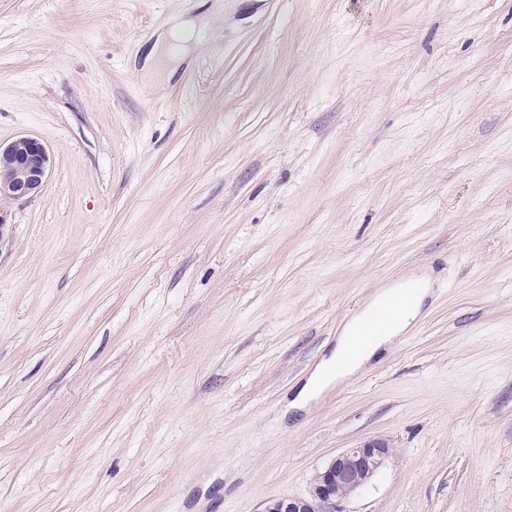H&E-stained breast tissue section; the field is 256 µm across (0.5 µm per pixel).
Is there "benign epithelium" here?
<instances>
[{
  "instance_id": "benign-epithelium-1",
  "label": "benign epithelium",
  "mask_w": 512,
  "mask_h": 512,
  "mask_svg": "<svg viewBox=\"0 0 512 512\" xmlns=\"http://www.w3.org/2000/svg\"><path fill=\"white\" fill-rule=\"evenodd\" d=\"M52 169V158L39 140L21 136L0 146V198L20 200L38 194ZM391 449L371 439L338 454L315 476L309 495L269 503L264 512H336L337 503L367 485Z\"/></svg>"
}]
</instances>
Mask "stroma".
Here are the masks:
<instances>
[{
	"label": "stroma",
	"mask_w": 512,
	"mask_h": 512,
	"mask_svg": "<svg viewBox=\"0 0 512 512\" xmlns=\"http://www.w3.org/2000/svg\"><path fill=\"white\" fill-rule=\"evenodd\" d=\"M204 16L166 87L158 34ZM0 512H512V0H0ZM412 325L307 407L346 323ZM52 169V158L39 140L21 136L0 145V198L20 200L37 195ZM383 439H371L338 454L315 476L308 497L269 503L264 512H335L337 503L367 485L391 454Z\"/></svg>",
	"instance_id": "obj_1"
}]
</instances>
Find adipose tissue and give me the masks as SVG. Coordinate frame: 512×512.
I'll return each instance as SVG.
<instances>
[{
    "label": "adipose tissue",
    "mask_w": 512,
    "mask_h": 512,
    "mask_svg": "<svg viewBox=\"0 0 512 512\" xmlns=\"http://www.w3.org/2000/svg\"><path fill=\"white\" fill-rule=\"evenodd\" d=\"M198 34L193 24L180 22L158 36L147 51L142 65L150 87H157L164 81L172 66L180 60L181 46L197 38ZM420 305V298H413L411 306L392 325L368 341L359 338L357 322H350L339 336L334 352L315 368L301 392L302 398H313L331 383L361 370L381 348L391 343L410 325L417 317Z\"/></svg>",
    "instance_id": "adipose-tissue-1"
}]
</instances>
